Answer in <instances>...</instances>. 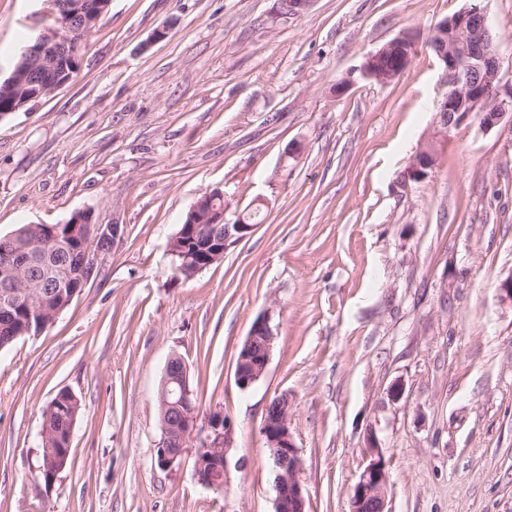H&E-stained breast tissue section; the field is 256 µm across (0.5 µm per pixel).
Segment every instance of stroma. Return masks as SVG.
<instances>
[{"label": "stroma", "instance_id": "1", "mask_svg": "<svg viewBox=\"0 0 512 512\" xmlns=\"http://www.w3.org/2000/svg\"><path fill=\"white\" fill-rule=\"evenodd\" d=\"M474 5L510 83L512 0H314L288 19L274 0H112L73 80L0 118L1 237L78 211L124 228L51 325L0 349V512H273L261 426L282 395L309 512H349L372 440L389 512H512V119L472 113L405 179L440 126L433 28ZM53 23L51 0H0V80ZM406 32L399 77L359 76ZM214 189L225 223L259 201L264 220L177 276L171 240ZM264 316L270 359L243 389ZM173 355L200 422L234 425L223 488L197 480L201 429L157 464ZM62 390L82 405L74 464L47 482L42 412ZM389 45L390 44L388 43L385 46H383L382 48H380L379 50H377L376 52L370 53L366 56L365 62L362 64V67H361L362 76H365L368 78H373L375 80L387 81V80L395 78L396 76H398L400 73H402L407 68V66L409 65L410 60H411L414 45L409 47L408 50L403 55H401V57L399 59L398 67L393 71L382 73V72L375 71L374 69L368 67L367 63L374 62L383 52H385L387 49H389ZM275 336L269 318L252 325L243 343V354L236 363L235 377L240 388H248L264 374Z\"/></svg>", "mask_w": 512, "mask_h": 512}]
</instances>
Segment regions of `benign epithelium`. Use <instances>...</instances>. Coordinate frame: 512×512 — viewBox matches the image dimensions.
<instances>
[{
  "mask_svg": "<svg viewBox=\"0 0 512 512\" xmlns=\"http://www.w3.org/2000/svg\"><path fill=\"white\" fill-rule=\"evenodd\" d=\"M55 25L47 28L22 54V59L11 76L0 83V94L9 95L19 88L30 87V95H17L12 111L27 103L49 95L68 84L77 73L75 62L81 43L71 38L74 30L90 31L106 14L112 0H53ZM314 0H294L285 10L275 6V15L281 18L299 16L307 11ZM439 30L451 31L456 39L450 44L436 43L433 50L441 64L447 87L437 111L448 113V127L463 123L471 113H482V123L487 127L497 125L512 112V83L504 84L499 77V61L490 35L489 20L479 8H465L439 22ZM389 49L385 45L368 54L362 64L361 74L375 80L387 81L402 73L410 63L413 48L401 55L398 67L386 73L378 72L368 64ZM202 202H196L190 211L191 224L224 225V241L212 239L203 248L208 261L200 263L202 270L223 257L232 244L246 238L253 230L252 224H226L224 212L211 210L200 213ZM275 331L270 319L263 318L252 325L243 343V354L236 363L235 377L238 386L246 389L265 372L269 362ZM176 358L167 360L158 400L164 407L179 411L175 433L163 428L159 446V464L169 468L181 463L186 443L197 429L199 416L193 402L194 391L188 383L189 366L174 365ZM290 404L282 396L266 409L261 431L267 449L277 468L274 484V512H308L306 490L299 479L301 459L289 426ZM234 426L221 414H213L207 421V434L200 440L195 459V473H208L200 479L207 488L224 487L226 462L211 464L212 457H202L203 449L215 452L230 447ZM367 454L369 463L360 473L349 494L350 512H388V472L379 446L371 441Z\"/></svg>",
  "mask_w": 512,
  "mask_h": 512,
  "instance_id": "benign-epithelium-1",
  "label": "benign epithelium"
}]
</instances>
